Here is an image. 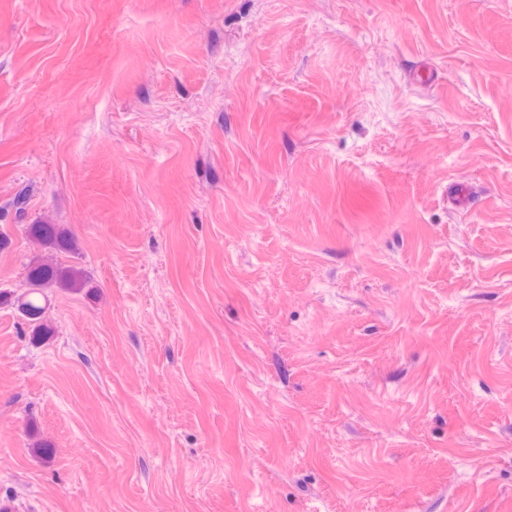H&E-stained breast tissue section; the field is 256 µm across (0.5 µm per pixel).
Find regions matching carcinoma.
Masks as SVG:
<instances>
[{
  "label": "carcinoma",
  "mask_w": 512,
  "mask_h": 512,
  "mask_svg": "<svg viewBox=\"0 0 512 512\" xmlns=\"http://www.w3.org/2000/svg\"><path fill=\"white\" fill-rule=\"evenodd\" d=\"M29 237L41 248L60 252H72L76 241L68 230L57 224H31ZM25 280L33 284L26 297L8 289H0V307L23 309V317L31 327V342L40 344L52 334V328L45 320L48 290L59 288L70 292L92 294V281L80 268L62 265L52 260L34 258L26 266Z\"/></svg>",
  "instance_id": "cac0c4a2"
}]
</instances>
